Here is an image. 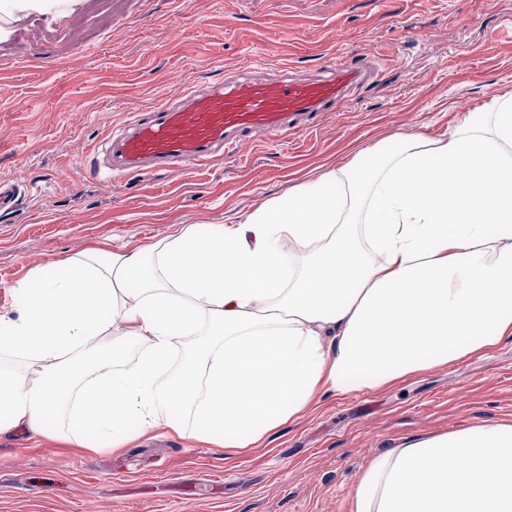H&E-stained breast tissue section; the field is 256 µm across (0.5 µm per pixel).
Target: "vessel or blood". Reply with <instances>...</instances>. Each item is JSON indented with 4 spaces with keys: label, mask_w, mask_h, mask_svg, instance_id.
Segmentation results:
<instances>
[{
    "label": "vessel or blood",
    "mask_w": 512,
    "mask_h": 512,
    "mask_svg": "<svg viewBox=\"0 0 512 512\" xmlns=\"http://www.w3.org/2000/svg\"><path fill=\"white\" fill-rule=\"evenodd\" d=\"M374 57L336 58L323 76L298 80L237 76L133 113L93 152L108 177L185 169L223 159L249 142L287 140L335 111L346 93L375 74Z\"/></svg>",
    "instance_id": "obj_1"
}]
</instances>
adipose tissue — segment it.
Returning a JSON list of instances; mask_svg holds the SVG:
<instances>
[{"label":"adipose tissue","mask_w":512,"mask_h":512,"mask_svg":"<svg viewBox=\"0 0 512 512\" xmlns=\"http://www.w3.org/2000/svg\"><path fill=\"white\" fill-rule=\"evenodd\" d=\"M399 143L241 223L92 245L18 281L14 317L0 316V434L64 421L75 447L116 450L162 406L171 435L258 448L323 397L382 391L512 337V93L448 138ZM132 347L136 363L118 367ZM352 512H512V425L387 449Z\"/></svg>","instance_id":"adipose-tissue-1"}]
</instances>
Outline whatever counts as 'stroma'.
Here are the masks:
<instances>
[{
  "label": "stroma",
  "instance_id": "1",
  "mask_svg": "<svg viewBox=\"0 0 512 512\" xmlns=\"http://www.w3.org/2000/svg\"><path fill=\"white\" fill-rule=\"evenodd\" d=\"M369 54L380 74L312 131L176 172L85 174L126 120L225 71L312 74ZM512 92V0H85L0 41V314L15 283L89 242L115 251L179 224H237L268 200L398 137L444 138L490 93ZM512 424V338L397 387L324 398L261 448L234 455L146 429L129 447L0 436V512H351L386 449Z\"/></svg>",
  "mask_w": 512,
  "mask_h": 512
}]
</instances>
